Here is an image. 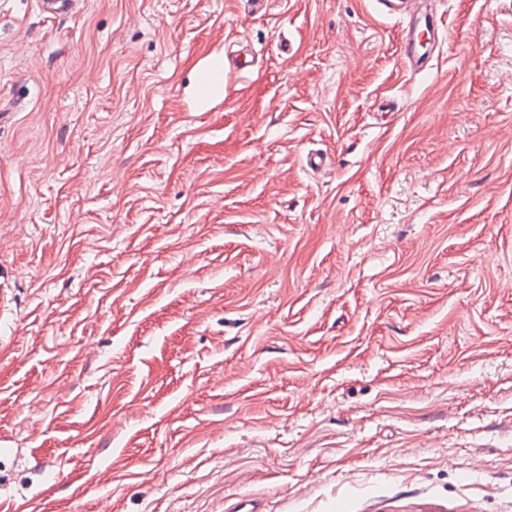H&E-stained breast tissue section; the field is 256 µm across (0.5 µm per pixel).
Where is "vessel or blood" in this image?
<instances>
[{"label": "vessel or blood", "mask_w": 512, "mask_h": 512, "mask_svg": "<svg viewBox=\"0 0 512 512\" xmlns=\"http://www.w3.org/2000/svg\"><path fill=\"white\" fill-rule=\"evenodd\" d=\"M382 11L403 17L401 59L408 73L427 71L442 27L439 0H379Z\"/></svg>", "instance_id": "vessel-or-blood-1"}]
</instances>
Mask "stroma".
<instances>
[{"label": "stroma", "mask_w": 512, "mask_h": 512, "mask_svg": "<svg viewBox=\"0 0 512 512\" xmlns=\"http://www.w3.org/2000/svg\"><path fill=\"white\" fill-rule=\"evenodd\" d=\"M441 11L0 0V498L512 512V0ZM440 0H379L383 13L404 18L401 30V59L412 76L431 68L430 61L439 31L443 25L439 15Z\"/></svg>", "instance_id": "stroma-1"}]
</instances>
